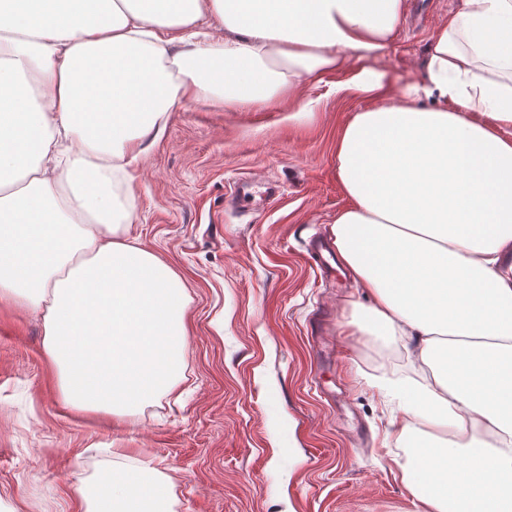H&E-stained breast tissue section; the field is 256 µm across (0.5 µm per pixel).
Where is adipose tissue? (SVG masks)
Segmentation results:
<instances>
[{"label":"adipose tissue","instance_id":"ef3b65f1","mask_svg":"<svg viewBox=\"0 0 512 512\" xmlns=\"http://www.w3.org/2000/svg\"><path fill=\"white\" fill-rule=\"evenodd\" d=\"M406 0H0V303L40 312L66 407L125 418L174 392L182 277L133 239L131 166L192 100L297 99L390 49ZM215 21L226 36L203 26ZM336 253L405 343L371 376L425 512H512V0H460L398 102L336 142ZM77 476L75 512H176L128 449Z\"/></svg>","mask_w":512,"mask_h":512}]
</instances>
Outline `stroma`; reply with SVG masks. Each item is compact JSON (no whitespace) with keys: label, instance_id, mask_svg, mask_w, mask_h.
<instances>
[{"label":"stroma","instance_id":"35a3bbf8","mask_svg":"<svg viewBox=\"0 0 512 512\" xmlns=\"http://www.w3.org/2000/svg\"><path fill=\"white\" fill-rule=\"evenodd\" d=\"M458 0H407L389 51L302 84L287 99L187 102L133 176L131 236L184 280L191 301L181 398L105 424L66 410L40 313L0 304V512H74L77 473L128 448L170 474L177 512H421L393 459L383 395L367 381L404 369L401 346L350 334L370 297L350 274L322 278L309 241L347 206L336 138L354 112L390 104L422 74L430 38ZM387 75L361 95L362 66ZM275 198L231 206L247 178Z\"/></svg>","mask_w":512,"mask_h":512}]
</instances>
